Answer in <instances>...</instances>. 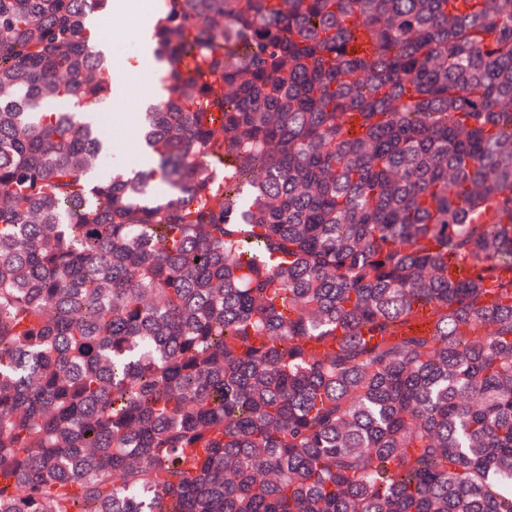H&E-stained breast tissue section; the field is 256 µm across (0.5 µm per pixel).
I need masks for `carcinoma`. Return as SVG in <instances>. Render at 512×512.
I'll use <instances>...</instances> for the list:
<instances>
[{"instance_id": "obj_1", "label": "carcinoma", "mask_w": 512, "mask_h": 512, "mask_svg": "<svg viewBox=\"0 0 512 512\" xmlns=\"http://www.w3.org/2000/svg\"><path fill=\"white\" fill-rule=\"evenodd\" d=\"M109 5L0 0V512H512V0H163L104 176ZM129 83L131 92L127 97L122 112H112V102L108 108L101 112V105L98 110L101 112L102 122L99 124L106 132L109 139V163L102 165L105 172L112 169H121L126 171L139 170L145 165L141 160V148L138 142L137 130L138 121L135 112L139 111V93L145 89L148 84L147 73L143 64L137 70L129 72Z\"/></svg>"}]
</instances>
